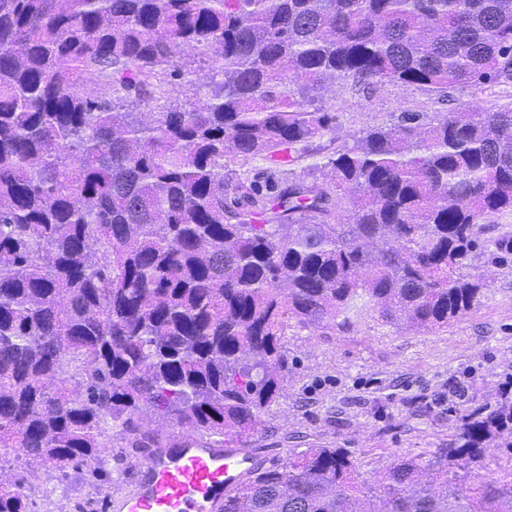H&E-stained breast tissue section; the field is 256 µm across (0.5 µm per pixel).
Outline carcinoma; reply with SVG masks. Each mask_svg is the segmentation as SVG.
Segmentation results:
<instances>
[{
	"instance_id": "cac0c4a2",
	"label": "carcinoma",
	"mask_w": 512,
	"mask_h": 512,
	"mask_svg": "<svg viewBox=\"0 0 512 512\" xmlns=\"http://www.w3.org/2000/svg\"><path fill=\"white\" fill-rule=\"evenodd\" d=\"M188 48L215 78L191 109L132 110ZM97 85L82 88L84 77ZM512 79V0H0V448L96 471L143 407L241 438L276 398L288 320L348 331L371 314L433 330L470 311L482 218L512 211V106L406 114L276 196L224 161L288 173L334 117L338 81L443 96ZM356 196L350 224L333 198ZM512 403L376 484L341 448L259 469L224 512H512ZM0 483V512H31ZM510 465V459L499 448H490L482 462L474 468V475L500 476Z\"/></svg>"
}]
</instances>
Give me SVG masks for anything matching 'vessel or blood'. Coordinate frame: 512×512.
Returning <instances> with one entry per match:
<instances>
[{
  "mask_svg": "<svg viewBox=\"0 0 512 512\" xmlns=\"http://www.w3.org/2000/svg\"><path fill=\"white\" fill-rule=\"evenodd\" d=\"M254 453L182 440L151 451L138 475L110 495V512H221L224 497L255 471Z\"/></svg>",
  "mask_w": 512,
  "mask_h": 512,
  "instance_id": "obj_1",
  "label": "vessel or blood"
}]
</instances>
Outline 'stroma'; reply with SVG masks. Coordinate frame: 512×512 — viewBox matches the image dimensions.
I'll return each instance as SVG.
<instances>
[{"instance_id": "stroma-1", "label": "stroma", "mask_w": 512, "mask_h": 512, "mask_svg": "<svg viewBox=\"0 0 512 512\" xmlns=\"http://www.w3.org/2000/svg\"><path fill=\"white\" fill-rule=\"evenodd\" d=\"M182 63L191 85L155 94L140 111L194 102L195 87L210 81L209 57L190 49ZM320 96L336 128L313 138L294 164V176L308 182L323 176L315 162L360 131L397 124L405 112L431 122L470 104L494 111L512 104V81L457 86L444 97L401 82L341 81ZM484 224L469 267L484 283L478 305L448 326L424 331L374 316L342 334L289 321L279 394L260 425L227 440V447L255 451L263 468L313 448H342L358 461L360 479L370 480L397 457L449 447L465 416L501 404L512 388V212L489 215ZM139 423L142 434L113 432L98 475L68 468L48 483L40 462L30 460L6 479L24 487L33 512H108L118 476L134 477L149 449L188 434L150 408L142 409Z\"/></svg>"}]
</instances>
